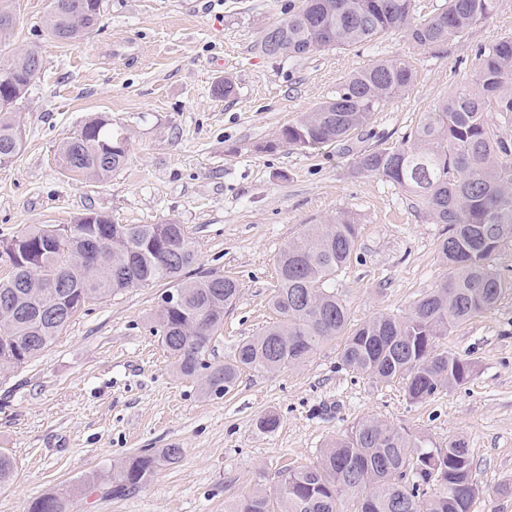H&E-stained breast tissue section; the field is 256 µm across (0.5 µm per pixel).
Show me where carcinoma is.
Here are the masks:
<instances>
[{
	"label": "carcinoma",
	"mask_w": 512,
	"mask_h": 512,
	"mask_svg": "<svg viewBox=\"0 0 512 512\" xmlns=\"http://www.w3.org/2000/svg\"><path fill=\"white\" fill-rule=\"evenodd\" d=\"M500 0H444L428 15L418 0H302L298 10L265 28L260 49L269 56L302 58L328 49H346L390 33H403L417 47L455 42L491 19ZM103 0H50L45 16L49 35L76 42L98 24ZM16 15L0 0V44L13 35ZM39 48L18 53L7 67L10 95L0 99V157H18V129L9 114L26 98L42 69ZM415 82L405 59H385L346 77L336 95L264 145L303 149L343 145L361 131L395 96ZM120 133L103 119H91L60 147L63 168L100 180L119 170L127 148ZM354 173L399 187L421 204L434 224L448 225L438 245L448 266L436 288L404 316L378 314L349 329L347 304L336 292L335 277L358 245V224L348 213L311 224L275 257L277 282L270 299L275 314L258 334L243 341L224 363L210 361V347L224 327V312L239 297L229 276L185 280L197 254L181 224H114L105 216L94 232L110 241L114 268L122 278L104 282L90 266L72 262L71 241L53 242L50 254H35L25 267H10L0 278V301H12L7 327H0V362L20 368L50 346L86 304L117 292L166 281L181 294L175 307L161 305L153 324L175 371L195 377L204 394L223 396L246 369L274 372L305 364L322 344L339 342L343 366L380 382L401 380L408 399L424 402L468 382L473 365L436 340L452 327L494 310L509 285L492 264L512 239V36L475 51L474 74L422 114L414 131L399 144L357 153ZM52 234L38 224L16 236L27 245ZM184 454L176 446L144 451L96 480L102 494L123 497L146 485L162 464ZM17 465L0 448V488L10 485ZM479 495L469 448L451 438L448 446L428 440L377 417H365L321 449L316 463L279 474L276 491L257 489L230 512H472ZM66 493L32 498L27 512H66Z\"/></svg>",
	"instance_id": "carcinoma-1"
}]
</instances>
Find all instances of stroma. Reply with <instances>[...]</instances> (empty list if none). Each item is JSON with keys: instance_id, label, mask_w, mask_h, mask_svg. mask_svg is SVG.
<instances>
[{"instance_id": "obj_1", "label": "stroma", "mask_w": 512, "mask_h": 512, "mask_svg": "<svg viewBox=\"0 0 512 512\" xmlns=\"http://www.w3.org/2000/svg\"><path fill=\"white\" fill-rule=\"evenodd\" d=\"M14 37L0 63L36 46L39 75L14 119L22 149L0 165V241L33 224L70 225L88 212L116 224L184 225L197 253L191 276L231 275L240 284L211 358L271 322L278 251L308 225L348 212L356 253L336 277L352 324L402 315L448 269L444 227L397 187L354 174L357 151L400 142L423 113L472 75L479 46L512 35V0L461 41L432 48L392 34L295 59L258 52L263 30L301 0H105L100 27L78 43L51 39L50 0H11ZM408 60L412 90L390 100L343 152L267 141L335 95L349 74L376 61ZM231 79L235 92L213 88ZM103 116L128 139L124 166L101 181L64 170L61 142ZM166 283L130 288L89 304L56 342L0 379V448L17 463L0 489V512H26L33 497L71 488L67 512H227L279 472L316 462L319 451L372 415L445 446L466 441L481 494L474 512H512V290L497 309L453 327L438 351L473 364L469 381L423 402L401 384L342 366L326 344L299 368L242 371L223 397L177 375L152 316ZM275 413L278 428L258 430ZM183 448L134 493L112 498L91 479L144 450Z\"/></svg>"}]
</instances>
